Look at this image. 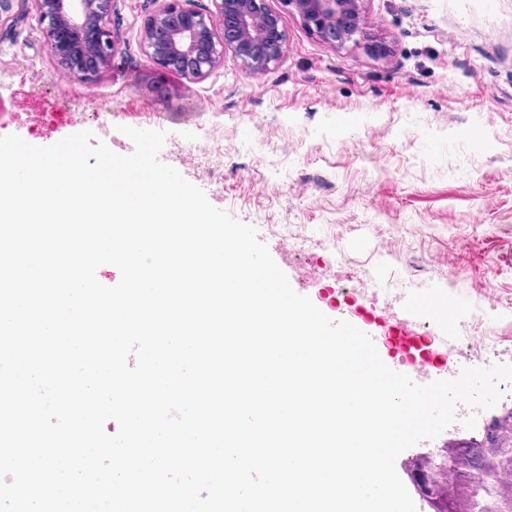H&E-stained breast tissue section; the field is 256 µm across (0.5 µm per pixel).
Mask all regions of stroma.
<instances>
[{
    "mask_svg": "<svg viewBox=\"0 0 512 512\" xmlns=\"http://www.w3.org/2000/svg\"><path fill=\"white\" fill-rule=\"evenodd\" d=\"M161 5L114 0L116 52L86 83L62 77L27 4L0 30V136L49 146L90 130L124 154L122 127L167 131L159 160L253 225L318 308L367 272L406 286L438 329L474 301L512 307V0H366L365 25L336 46L267 0L280 60L253 74L228 52L203 79L147 58ZM285 224L335 253L297 260Z\"/></svg>",
    "mask_w": 512,
    "mask_h": 512,
    "instance_id": "1",
    "label": "stroma"
}]
</instances>
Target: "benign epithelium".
I'll return each mask as SVG.
<instances>
[{
	"label": "benign epithelium",
	"mask_w": 512,
	"mask_h": 512,
	"mask_svg": "<svg viewBox=\"0 0 512 512\" xmlns=\"http://www.w3.org/2000/svg\"><path fill=\"white\" fill-rule=\"evenodd\" d=\"M34 2L51 56L66 78L93 81L109 67L115 40L112 0H0V29ZM191 0H164L144 24L146 56L163 69L205 77L229 51L253 72L284 53L280 17L266 0H213L201 12ZM305 27L331 45L349 40L365 21L363 0H285ZM408 479L429 512H512V441L481 448L443 445L410 468Z\"/></svg>",
	"instance_id": "benign-epithelium-1"
}]
</instances>
